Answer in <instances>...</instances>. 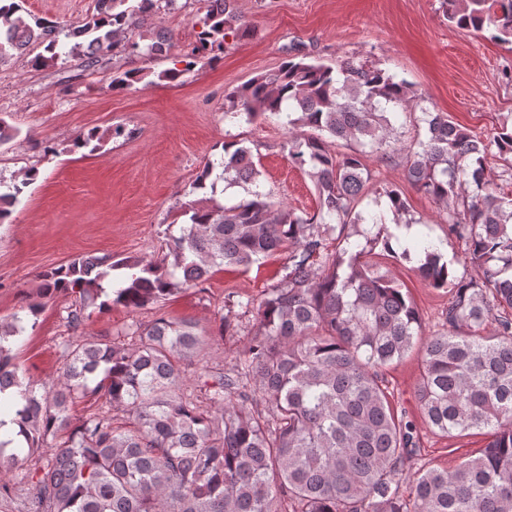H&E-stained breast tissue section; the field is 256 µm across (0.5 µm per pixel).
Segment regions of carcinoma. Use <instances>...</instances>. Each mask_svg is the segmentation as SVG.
Listing matches in <instances>:
<instances>
[{
  "instance_id": "1",
  "label": "carcinoma",
  "mask_w": 512,
  "mask_h": 512,
  "mask_svg": "<svg viewBox=\"0 0 512 512\" xmlns=\"http://www.w3.org/2000/svg\"><path fill=\"white\" fill-rule=\"evenodd\" d=\"M176 2L95 0L83 24L71 26L31 21L8 0L0 5V66L75 57L95 71L126 49L153 59L171 31L143 45L126 34ZM204 4L188 70L201 54L223 53L227 38L252 32L231 0ZM441 4L456 27L486 28L512 44V0ZM150 75L118 72L112 88ZM417 99L408 81L382 68L351 58L326 63L296 49L278 70L228 93L224 109L248 123L283 114L310 129L289 133L288 160L313 180L317 212L274 202L261 190L250 148L226 142L188 194H214L222 181L254 186L251 199L177 202L188 223L167 235L166 252L154 259L80 256L38 275L24 314L0 318V415L14 414L25 440L18 448L0 440V471L36 475L30 512H512V196L487 178L483 139L422 107L425 137L406 150L408 183L442 206L448 235L464 244L462 261L445 258L440 242L416 244L418 275L452 293L438 332L424 334L403 284L370 259L377 249L395 257L400 243L381 216L360 209L371 179L364 157L387 154L394 120ZM333 141L358 148L339 154ZM492 142L512 180V123L496 127ZM35 179L29 170L19 182L0 180L1 225ZM382 195L394 213L407 210L401 190ZM337 240L344 246L328 251ZM281 248L289 256L280 279L259 303H245L256 311L257 331L232 370L208 372L199 398L183 396L180 384L213 338L229 331L223 316L215 332L160 316L134 325L129 343L71 337L60 345L64 368L54 383L20 374L16 343L51 297H79L66 317L77 332L95 314L158 304ZM459 264L482 277L458 273ZM414 349L422 422L448 438L479 430L488 442L451 470H418L405 496L417 424L395 414L384 371ZM87 396L103 403L72 421L71 407ZM119 408L128 414L123 423L112 416Z\"/></svg>"
}]
</instances>
